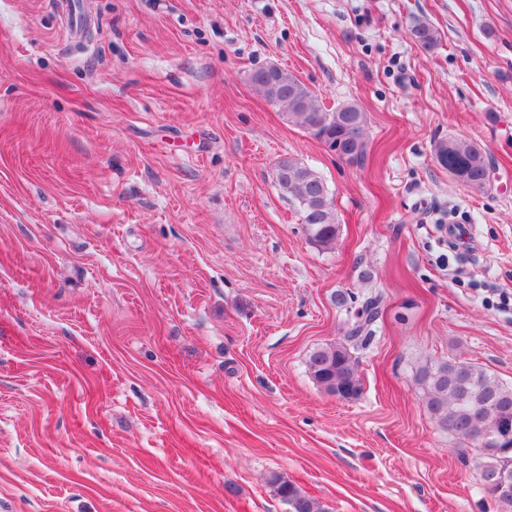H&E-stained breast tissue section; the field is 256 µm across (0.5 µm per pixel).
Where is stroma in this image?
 <instances>
[{
  "mask_svg": "<svg viewBox=\"0 0 512 512\" xmlns=\"http://www.w3.org/2000/svg\"><path fill=\"white\" fill-rule=\"evenodd\" d=\"M85 10L76 35L61 0H0V512H288L274 473L328 512H512L414 382L428 359L512 382V0ZM272 64L362 108L363 163L254 90ZM452 137L486 187L440 164ZM284 157L326 180L332 249ZM376 293L337 399L308 355ZM410 37L425 50L433 49L438 43L437 30L424 19H416L410 28ZM448 144H450V150L449 146L439 148L437 152L439 162L445 166L456 167L458 173L466 175L465 184L474 188H483L489 172L486 154L475 142L465 138L448 139ZM456 170L449 169L448 172L452 174ZM460 174L458 179L462 180ZM279 190L298 206L308 239L321 249H330L341 228L329 188L322 176L297 159H280L274 170Z\"/></svg>",
  "mask_w": 512,
  "mask_h": 512,
  "instance_id": "35a3bbf8",
  "label": "stroma"
}]
</instances>
